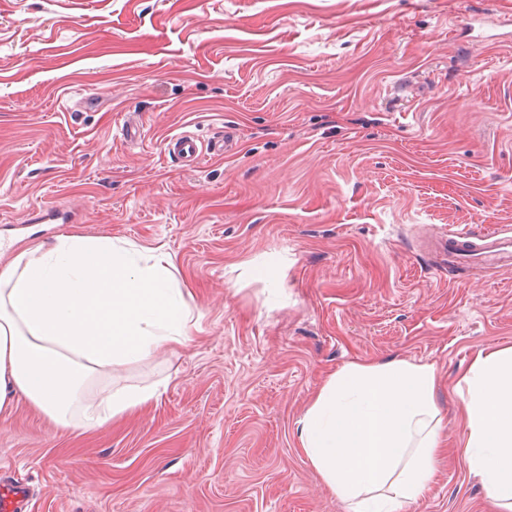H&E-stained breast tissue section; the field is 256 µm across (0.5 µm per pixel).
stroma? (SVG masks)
<instances>
[{"instance_id": "stroma-1", "label": "stroma", "mask_w": 512, "mask_h": 512, "mask_svg": "<svg viewBox=\"0 0 512 512\" xmlns=\"http://www.w3.org/2000/svg\"><path fill=\"white\" fill-rule=\"evenodd\" d=\"M462 228L512 229V0H0V268L62 234L160 247L195 319L100 379L164 387L102 427L0 413L25 512H348L297 424L393 358L435 367L448 447L405 512H487L453 386L512 346V272L449 268ZM168 153L181 162L197 164L203 156V147L197 138L190 134H180L168 141Z\"/></svg>"}]
</instances>
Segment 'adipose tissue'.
<instances>
[{
  "label": "adipose tissue",
  "instance_id": "1",
  "mask_svg": "<svg viewBox=\"0 0 512 512\" xmlns=\"http://www.w3.org/2000/svg\"><path fill=\"white\" fill-rule=\"evenodd\" d=\"M162 248L105 239L35 242L0 270V411L26 401L93 430L156 399L155 387L89 391L96 377L188 339L193 313ZM438 378L401 359L332 374L299 422L302 450L350 512L418 500L442 449ZM462 453L491 512H512V347L479 352L457 380Z\"/></svg>",
  "mask_w": 512,
  "mask_h": 512
}]
</instances>
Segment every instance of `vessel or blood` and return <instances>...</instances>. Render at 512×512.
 Segmentation results:
<instances>
[{
  "label": "vessel or blood",
  "instance_id": "obj_1",
  "mask_svg": "<svg viewBox=\"0 0 512 512\" xmlns=\"http://www.w3.org/2000/svg\"><path fill=\"white\" fill-rule=\"evenodd\" d=\"M237 147L230 138L215 141L210 149H203L198 139L190 134L173 136L168 141V152L179 161L196 164L204 152L214 155L228 154ZM437 246L449 258L487 264L500 269L512 267V232L487 231L476 235L467 230H453L441 237ZM21 489L0 478V512H21Z\"/></svg>",
  "mask_w": 512,
  "mask_h": 512
}]
</instances>
